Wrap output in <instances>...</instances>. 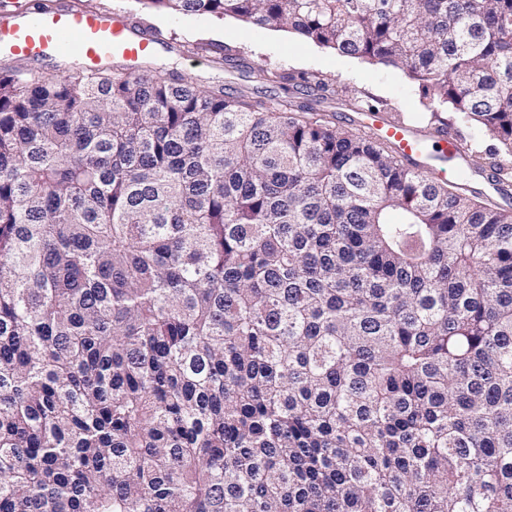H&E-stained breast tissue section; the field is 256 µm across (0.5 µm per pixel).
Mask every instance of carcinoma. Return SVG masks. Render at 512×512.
<instances>
[{"label":"carcinoma","mask_w":512,"mask_h":512,"mask_svg":"<svg viewBox=\"0 0 512 512\" xmlns=\"http://www.w3.org/2000/svg\"><path fill=\"white\" fill-rule=\"evenodd\" d=\"M143 2L399 67L512 181V0ZM0 512H512V211L294 96L1 72Z\"/></svg>","instance_id":"1"}]
</instances>
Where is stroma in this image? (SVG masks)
I'll use <instances>...</instances> for the list:
<instances>
[{"label":"stroma","mask_w":512,"mask_h":512,"mask_svg":"<svg viewBox=\"0 0 512 512\" xmlns=\"http://www.w3.org/2000/svg\"><path fill=\"white\" fill-rule=\"evenodd\" d=\"M77 10L119 7L133 20L148 22L161 37L150 54L156 70L174 66L186 80L203 88L224 87L242 90L261 98L284 96L276 84L266 82L263 71L304 72L325 81L347 86L346 94L312 100L319 112L335 115L337 125L357 130L355 103L370 100L383 106L384 116L402 113L406 122L429 129V111L417 82L402 69L337 53L288 31L261 29L233 17L177 14L145 8L140 0H66ZM212 42L240 51L248 69H232L208 56H190L184 47L190 43Z\"/></svg>","instance_id":"stroma-1"}]
</instances>
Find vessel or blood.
Returning a JSON list of instances; mask_svg holds the SVG:
<instances>
[{
    "instance_id": "b4317fda",
    "label": "vessel or blood",
    "mask_w": 512,
    "mask_h": 512,
    "mask_svg": "<svg viewBox=\"0 0 512 512\" xmlns=\"http://www.w3.org/2000/svg\"><path fill=\"white\" fill-rule=\"evenodd\" d=\"M129 31L128 22L116 10L37 9L22 19L0 21V52L26 59L55 54L64 45L86 67L115 53L138 59L152 52L155 37L135 39ZM357 123L374 137L392 143L420 170H431L439 156L453 157L461 167L468 161L465 145L451 129L427 136L412 125L373 112L359 113Z\"/></svg>"
}]
</instances>
